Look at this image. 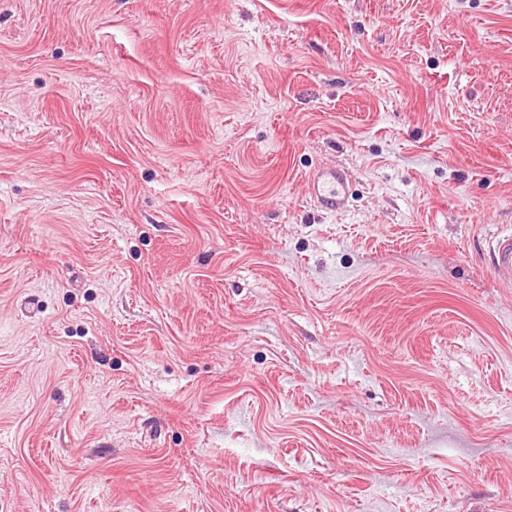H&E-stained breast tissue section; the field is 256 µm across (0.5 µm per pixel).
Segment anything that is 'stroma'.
Returning <instances> with one entry per match:
<instances>
[{
    "instance_id": "stroma-1",
    "label": "stroma",
    "mask_w": 512,
    "mask_h": 512,
    "mask_svg": "<svg viewBox=\"0 0 512 512\" xmlns=\"http://www.w3.org/2000/svg\"><path fill=\"white\" fill-rule=\"evenodd\" d=\"M511 226L512 0H0V512H512ZM305 192L327 214H336L346 208L349 197L345 173L336 167L314 169L305 181ZM492 271L497 280L512 284V228L496 237L492 245Z\"/></svg>"
}]
</instances>
